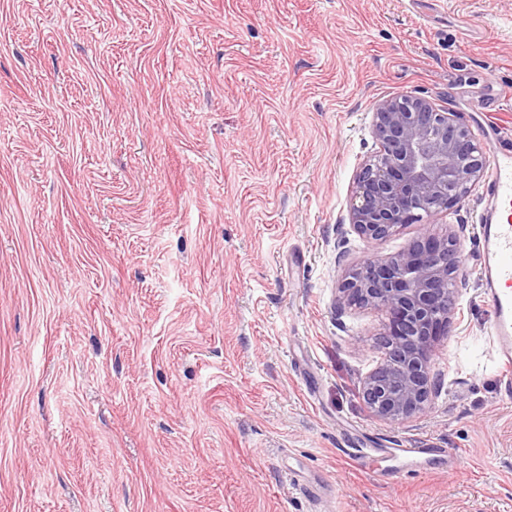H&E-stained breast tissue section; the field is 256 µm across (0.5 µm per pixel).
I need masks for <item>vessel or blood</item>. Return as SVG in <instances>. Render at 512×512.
Masks as SVG:
<instances>
[{"instance_id": "obj_1", "label": "vessel or blood", "mask_w": 512, "mask_h": 512, "mask_svg": "<svg viewBox=\"0 0 512 512\" xmlns=\"http://www.w3.org/2000/svg\"><path fill=\"white\" fill-rule=\"evenodd\" d=\"M494 164L489 195L492 206L483 213L477 227L480 249L479 278L483 298L491 314L490 333L494 337L504 370H512V145L491 138ZM420 460L429 455L458 460L457 452L445 448H402L382 451L355 448L351 457L368 465L371 457L382 454Z\"/></svg>"}]
</instances>
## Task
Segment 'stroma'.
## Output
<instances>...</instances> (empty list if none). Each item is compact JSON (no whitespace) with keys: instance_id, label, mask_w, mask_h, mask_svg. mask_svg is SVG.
<instances>
[{"instance_id":"stroma-1","label":"stroma","mask_w":512,"mask_h":512,"mask_svg":"<svg viewBox=\"0 0 512 512\" xmlns=\"http://www.w3.org/2000/svg\"><path fill=\"white\" fill-rule=\"evenodd\" d=\"M402 95L512 134V0H0V512H512L482 191L348 225ZM448 223L445 388L373 420L386 316L341 276ZM407 443L462 463L348 455Z\"/></svg>"}]
</instances>
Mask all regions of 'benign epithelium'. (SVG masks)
Returning a JSON list of instances; mask_svg holds the SVG:
<instances>
[{"label": "benign epithelium", "instance_id": "benign-epithelium-1", "mask_svg": "<svg viewBox=\"0 0 512 512\" xmlns=\"http://www.w3.org/2000/svg\"><path fill=\"white\" fill-rule=\"evenodd\" d=\"M369 129L379 151L355 181L350 227L367 242L395 236L408 224L450 211L479 185L486 150L457 112H441L425 97L379 102ZM455 230L428 231L405 248L349 268L340 300L385 312L384 353L363 380L369 415L401 424L429 409L442 384L430 356L448 335L460 288Z\"/></svg>", "mask_w": 512, "mask_h": 512}]
</instances>
